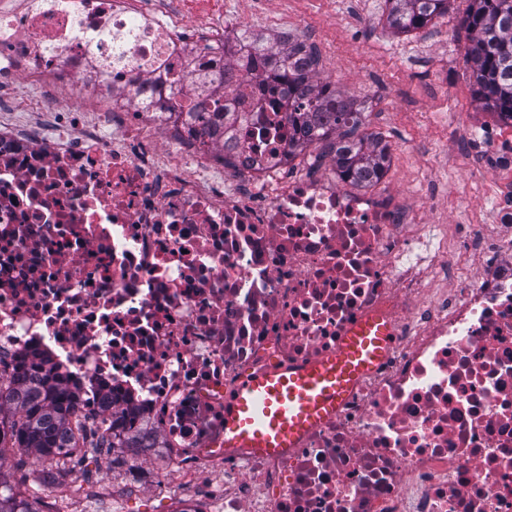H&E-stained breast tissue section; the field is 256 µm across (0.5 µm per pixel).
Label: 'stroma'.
I'll list each match as a JSON object with an SVG mask.
<instances>
[{
  "instance_id": "obj_1",
  "label": "stroma",
  "mask_w": 512,
  "mask_h": 512,
  "mask_svg": "<svg viewBox=\"0 0 512 512\" xmlns=\"http://www.w3.org/2000/svg\"><path fill=\"white\" fill-rule=\"evenodd\" d=\"M223 4L229 16L287 12L321 34L327 46L316 70L328 79L341 73L340 90L364 112L360 134H379L385 144L396 148L394 189L416 192L430 178L442 175L445 161L455 160L458 143L444 118L487 117L474 95L472 71L457 43L456 30L468 0H454L448 15L409 34L384 26L380 20L383 0H223ZM368 73L376 75V83L365 81ZM421 141L429 144V151L408 154V147ZM453 182L454 190L431 199L448 219L458 213L459 191L470 190L477 207L490 205L491 190L471 164L457 163ZM86 470L93 473L85 486L86 496L73 504L58 501L60 512H68L73 505L80 512H102L112 505L113 486L129 479L127 468L115 466L111 453L90 451L80 464L62 467L56 482L70 484L78 472Z\"/></svg>"
}]
</instances>
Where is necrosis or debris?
<instances>
[{
    "label": "necrosis or debris",
    "mask_w": 512,
    "mask_h": 512,
    "mask_svg": "<svg viewBox=\"0 0 512 512\" xmlns=\"http://www.w3.org/2000/svg\"><path fill=\"white\" fill-rule=\"evenodd\" d=\"M214 0H0V381L21 365L171 512H512V192L447 223L309 161ZM464 155L512 120H460ZM451 288H444V281ZM379 319L392 344L283 452L224 445L241 381ZM151 472H144V465Z\"/></svg>",
    "instance_id": "obj_1"
}]
</instances>
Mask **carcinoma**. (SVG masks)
<instances>
[{
	"label": "carcinoma",
	"instance_id": "obj_1",
	"mask_svg": "<svg viewBox=\"0 0 512 512\" xmlns=\"http://www.w3.org/2000/svg\"><path fill=\"white\" fill-rule=\"evenodd\" d=\"M452 0H384L386 24L398 33L426 27L448 12ZM468 41L467 59L477 100L492 112L512 119V0H469L460 19ZM298 46L285 50L271 41L250 43V60L273 82L271 90L288 97L306 98L304 105L288 112V122L303 135L321 143L330 141L337 171L354 183L376 175L387 160V145L375 135L358 138L363 124L361 109L328 81L314 79L316 64L297 57ZM21 383L0 387V412L8 408L17 418L0 428V448L34 450L46 458V466L34 472L32 484L52 479L51 468L73 447L72 428L89 430L85 447L93 450L121 448L114 433L119 419L88 422L78 414L67 389L45 383L34 370L19 375ZM36 497H28L7 485L0 471V512H44Z\"/></svg>",
	"mask_w": 512,
	"mask_h": 512
}]
</instances>
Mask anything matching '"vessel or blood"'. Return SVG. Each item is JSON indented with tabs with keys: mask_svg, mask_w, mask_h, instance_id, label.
<instances>
[{
	"mask_svg": "<svg viewBox=\"0 0 512 512\" xmlns=\"http://www.w3.org/2000/svg\"><path fill=\"white\" fill-rule=\"evenodd\" d=\"M390 344L386 326L364 321L324 363L287 376L246 378L224 411L225 447L264 453L291 447L304 430L339 406L354 381L379 361Z\"/></svg>",
	"mask_w": 512,
	"mask_h": 512,
	"instance_id": "1",
	"label": "vessel or blood"
}]
</instances>
